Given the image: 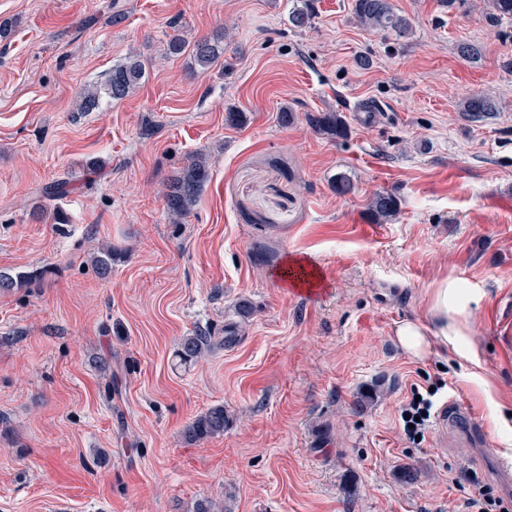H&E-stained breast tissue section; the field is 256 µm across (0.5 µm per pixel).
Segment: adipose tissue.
I'll list each match as a JSON object with an SVG mask.
<instances>
[{"label":"adipose tissue","instance_id":"adipose-tissue-1","mask_svg":"<svg viewBox=\"0 0 512 512\" xmlns=\"http://www.w3.org/2000/svg\"><path fill=\"white\" fill-rule=\"evenodd\" d=\"M428 322L406 320L398 324L394 334L410 356H426L434 345L461 346L473 333L472 299L453 279L434 282L428 295Z\"/></svg>","mask_w":512,"mask_h":512}]
</instances>
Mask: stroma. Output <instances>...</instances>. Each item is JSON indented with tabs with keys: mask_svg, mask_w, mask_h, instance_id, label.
Returning a JSON list of instances; mask_svg holds the SVG:
<instances>
[{
	"mask_svg": "<svg viewBox=\"0 0 512 512\" xmlns=\"http://www.w3.org/2000/svg\"><path fill=\"white\" fill-rule=\"evenodd\" d=\"M292 4L0 0V272L48 271L0 294V512H454L478 491L466 469L512 498V21L490 25L484 0H392L412 26L400 35L358 27L352 0H315L313 27L294 31ZM219 30L209 69L167 52L173 34ZM132 55L142 86L78 111ZM477 92L498 110L475 122L459 104ZM316 112L342 113L346 137L317 134ZM192 155L209 179L175 224L163 192ZM61 178L66 223L36 220ZM377 191L399 197L393 223L372 222ZM110 245L122 253L103 277ZM290 260L322 294L278 283ZM441 277L477 299L472 352L417 360L392 331L427 320ZM232 321V345L179 365L183 336ZM415 383L470 408L471 447L405 436ZM374 384L383 397L358 408ZM216 405L223 434L188 441Z\"/></svg>",
	"mask_w": 512,
	"mask_h": 512,
	"instance_id": "stroma-1",
	"label": "stroma"
}]
</instances>
